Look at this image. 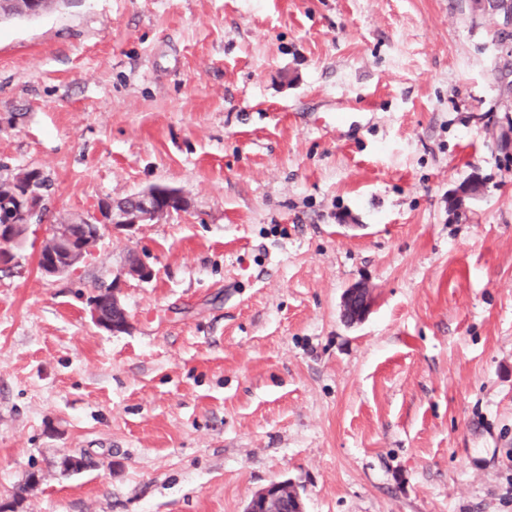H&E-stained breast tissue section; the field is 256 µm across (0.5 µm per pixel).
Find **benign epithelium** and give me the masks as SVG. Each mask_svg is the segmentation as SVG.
<instances>
[{
	"label": "benign epithelium",
	"mask_w": 512,
	"mask_h": 512,
	"mask_svg": "<svg viewBox=\"0 0 512 512\" xmlns=\"http://www.w3.org/2000/svg\"><path fill=\"white\" fill-rule=\"evenodd\" d=\"M134 205H128L123 199H114L102 203L92 218L85 219L89 224L88 238L100 237L101 228L112 226L114 228L130 229L138 224H153L160 219L180 212L186 208L184 197L173 189L164 186H154L146 191L132 196ZM41 198L37 193L27 192L24 203L19 210L8 217L5 224L0 225V258L3 260L11 256V247L17 243L13 234V226L17 223H30L31 219L40 214ZM50 235L55 241L75 252L86 253L88 247L75 241L64 230L51 229ZM42 271L48 276H58L63 273L61 264L56 260V253L48 248L39 251ZM123 273L145 281L151 278L153 271L139 258L126 261ZM369 303V291L365 287L348 290L344 299L343 311L350 320H361ZM103 300L96 298L91 304V318L93 322L112 333H120L129 327L128 315H123L119 322L109 321L102 311ZM245 512H305L303 500L298 490L288 481H273L259 489L249 499Z\"/></svg>",
	"instance_id": "7a95c632"
}]
</instances>
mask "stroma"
<instances>
[{"instance_id": "obj_1", "label": "stroma", "mask_w": 512, "mask_h": 512, "mask_svg": "<svg viewBox=\"0 0 512 512\" xmlns=\"http://www.w3.org/2000/svg\"><path fill=\"white\" fill-rule=\"evenodd\" d=\"M7 512H512V38L469 0H66L0 23ZM483 190L456 207L458 188ZM164 185L70 273L50 228ZM125 277L130 325H95ZM367 286L349 321L346 291ZM81 458L75 471L66 457ZM17 183H21L25 187V201L17 212L11 216H8V221L6 224L0 225L1 261L6 260L11 256V247L18 241V239L13 234L14 224L20 222L29 224L31 219L41 213L40 195L38 193H30V188H27L24 183ZM130 198L134 200L132 206L127 205L123 198L99 205L97 212L90 217L93 220L85 219L89 224L86 238L98 239L101 227L130 229L138 224H153L173 212L183 211L187 205L181 194L164 186H154ZM122 281L123 280L121 279V277H116L112 279V287L110 285L111 283L108 285L102 284L98 287L100 288L101 295L104 290H108L111 287L108 292V301L112 303V308H117L123 312V319L120 322L113 320L111 322L106 319L102 311V305L104 300H102L98 296L96 300L92 301L91 304L90 313L93 322L100 328L110 331L113 334L123 332L129 327V318L126 311L122 310V303L120 300V294L122 293ZM369 303V291L365 287L351 288L344 299L343 311L351 321L361 320L367 310ZM244 511L305 512L298 490L287 480L273 481L253 493Z\"/></svg>"}]
</instances>
